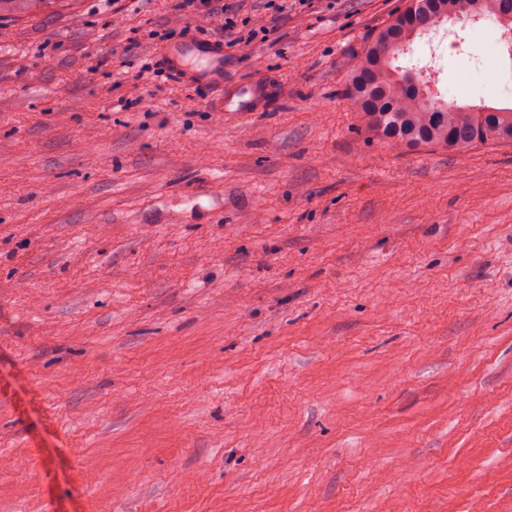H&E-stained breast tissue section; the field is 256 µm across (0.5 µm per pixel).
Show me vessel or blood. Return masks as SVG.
Wrapping results in <instances>:
<instances>
[{"mask_svg":"<svg viewBox=\"0 0 512 512\" xmlns=\"http://www.w3.org/2000/svg\"><path fill=\"white\" fill-rule=\"evenodd\" d=\"M169 71L202 88H223L224 51L214 44L189 40L171 48L164 59ZM257 91L250 86L238 87L224 99L225 105L253 111Z\"/></svg>","mask_w":512,"mask_h":512,"instance_id":"obj_1","label":"vessel or blood"}]
</instances>
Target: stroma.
Wrapping results in <instances>:
<instances>
[{"label":"stroma","instance_id":"1","mask_svg":"<svg viewBox=\"0 0 512 512\" xmlns=\"http://www.w3.org/2000/svg\"><path fill=\"white\" fill-rule=\"evenodd\" d=\"M406 4L225 49L251 112L121 107L171 0L0 23V512H512V145L390 147L346 95ZM502 34L410 60L489 106Z\"/></svg>","mask_w":512,"mask_h":512}]
</instances>
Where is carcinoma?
<instances>
[{"label": "carcinoma", "instance_id": "cac0c4a2", "mask_svg": "<svg viewBox=\"0 0 512 512\" xmlns=\"http://www.w3.org/2000/svg\"><path fill=\"white\" fill-rule=\"evenodd\" d=\"M73 0H0V20L64 10ZM477 14L512 28L503 0H409L369 40L347 94L368 128L385 143L466 148L512 143V107L475 111L416 88L395 62L444 23Z\"/></svg>", "mask_w": 512, "mask_h": 512}]
</instances>
